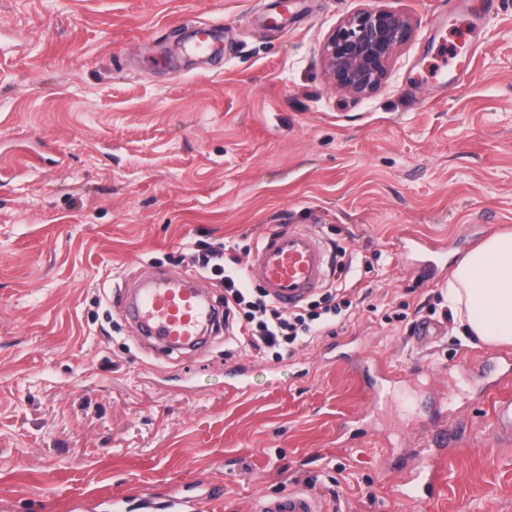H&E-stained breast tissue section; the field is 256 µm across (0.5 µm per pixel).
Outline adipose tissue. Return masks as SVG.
I'll list each match as a JSON object with an SVG mask.
<instances>
[{"mask_svg":"<svg viewBox=\"0 0 512 512\" xmlns=\"http://www.w3.org/2000/svg\"><path fill=\"white\" fill-rule=\"evenodd\" d=\"M448 305L468 335L512 344V232L488 237L453 270Z\"/></svg>","mask_w":512,"mask_h":512,"instance_id":"obj_1","label":"adipose tissue"}]
</instances>
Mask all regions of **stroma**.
I'll return each instance as SVG.
<instances>
[{"label": "stroma", "instance_id": "stroma-1", "mask_svg": "<svg viewBox=\"0 0 512 512\" xmlns=\"http://www.w3.org/2000/svg\"><path fill=\"white\" fill-rule=\"evenodd\" d=\"M280 1L0 0V512H251L310 476L328 512H512V437L475 389L512 346L466 341L440 298L512 230V0L462 44L448 0ZM364 6L415 35L356 100L320 49ZM278 224L351 231L374 263L335 334L251 358L250 394L224 386L232 341L166 356L125 320L123 285L156 271L223 296L199 249L245 263ZM409 234L447 255L401 261ZM407 307L433 343L387 321ZM379 357L405 380L370 412L353 369ZM443 421L465 449L438 497L399 495L392 465Z\"/></svg>", "mask_w": 512, "mask_h": 512}]
</instances>
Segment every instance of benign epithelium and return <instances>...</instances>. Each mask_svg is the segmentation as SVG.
<instances>
[{
    "label": "benign epithelium",
    "instance_id": "obj_1",
    "mask_svg": "<svg viewBox=\"0 0 512 512\" xmlns=\"http://www.w3.org/2000/svg\"><path fill=\"white\" fill-rule=\"evenodd\" d=\"M411 18L400 11L359 8L342 18L321 47L324 70L343 93L363 100L385 83L396 54L411 40Z\"/></svg>",
    "mask_w": 512,
    "mask_h": 512
}]
</instances>
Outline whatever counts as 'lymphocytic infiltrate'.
Segmentation results:
<instances>
[{
  "label": "lymphocytic infiltrate",
  "mask_w": 512,
  "mask_h": 512,
  "mask_svg": "<svg viewBox=\"0 0 512 512\" xmlns=\"http://www.w3.org/2000/svg\"><path fill=\"white\" fill-rule=\"evenodd\" d=\"M335 276L327 293L308 309L288 312L277 307L263 292L251 289L237 255L212 251L211 260L224 264V305L235 320L236 346L257 355L282 357L292 354L297 342H314L335 332L337 320L348 316L352 302L349 281L355 268L354 257L344 246H336Z\"/></svg>",
  "instance_id": "1"
}]
</instances>
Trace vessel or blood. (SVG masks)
<instances>
[{"instance_id":"b4317fda","label":"vessel or blood","mask_w":512,"mask_h":512,"mask_svg":"<svg viewBox=\"0 0 512 512\" xmlns=\"http://www.w3.org/2000/svg\"><path fill=\"white\" fill-rule=\"evenodd\" d=\"M450 8L465 17L486 15L495 8V0H449ZM330 262L326 248L315 233L299 226L266 233L245 268L248 281L258 283L280 308L292 310L318 291L327 276ZM125 313L143 335L159 340L172 353L196 348L205 340L204 331L218 319L215 301L204 296L188 281L173 276L149 280L131 289L125 299ZM226 388L248 393L251 390L247 366L237 363L224 367ZM492 400L495 427L512 434V381L498 379L484 389ZM449 438L447 426L429 432L421 448L415 449V466L403 479L413 484L427 475L425 499L438 494L439 473L448 462L449 447L457 446ZM254 512H326L320 497L308 489L263 496L256 500Z\"/></svg>"}]
</instances>
